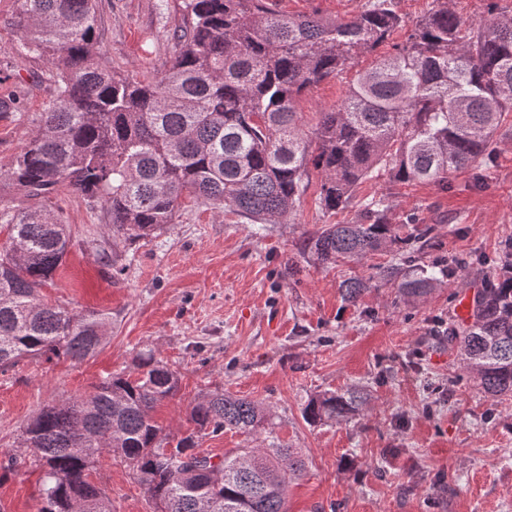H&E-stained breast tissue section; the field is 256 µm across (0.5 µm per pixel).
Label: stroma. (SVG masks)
<instances>
[{
  "label": "stroma",
  "instance_id": "stroma-1",
  "mask_svg": "<svg viewBox=\"0 0 512 512\" xmlns=\"http://www.w3.org/2000/svg\"><path fill=\"white\" fill-rule=\"evenodd\" d=\"M180 0H96L100 48L122 73L156 75L167 67L168 32ZM275 13L347 19L365 0H266ZM16 0H0V96L19 94L16 112H0V167L31 137L53 99L44 59L18 56ZM351 73L309 88L298 101L305 133L344 99ZM494 167L449 176L447 186L388 177L359 184L346 209L318 207L311 181L289 223L253 224L189 197L174 224L132 245L115 243L106 213L64 191L50 209L68 224L69 252L43 298L73 311L112 315V335L81 362L26 358L0 372V462L44 406L86 396L101 379L154 349L178 371L179 390L153 418L164 433H183L190 403L224 389L265 407L282 445L305 470L288 485V512H512V400L496 402L467 381L446 347L430 339L454 315L471 271L444 281L420 304L399 301L374 276L391 264L382 251L358 263L310 262L302 241L326 224L361 218V203L388 195L391 221L432 226L422 263L442 255L494 258L512 238V113L495 133ZM360 277L370 287L358 304L339 285ZM367 387L366 411L349 421L307 423V400L325 390ZM92 479L112 512H155L119 458L101 455ZM40 474L18 465L0 482V512H37Z\"/></svg>",
  "mask_w": 512,
  "mask_h": 512
}]
</instances>
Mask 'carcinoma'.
I'll use <instances>...</instances> for the list:
<instances>
[{
	"label": "carcinoma",
	"instance_id": "1",
	"mask_svg": "<svg viewBox=\"0 0 512 512\" xmlns=\"http://www.w3.org/2000/svg\"><path fill=\"white\" fill-rule=\"evenodd\" d=\"M15 51L50 60L53 104L13 156L0 182L27 201L1 210L11 226L0 248V369L24 358L79 362L112 333V314L73 312L44 303L70 245L67 225L45 202L63 188L107 209L112 235L133 244L174 222L185 196L211 201L254 224H281L320 176L319 203L344 209L355 187L377 171L402 183L448 184L449 175L497 158L495 131L512 112V13L462 18L453 0H434L395 52L356 71L343 102L302 131L299 97L373 52L401 27L396 0H368L347 20L290 17L263 0H182L169 32L173 53L160 76L115 72L97 39L96 0H16ZM363 221L326 224L303 241L320 264L360 261L389 250L410 262L375 277L398 280L400 299L424 300L471 263L448 255L424 265L415 255L432 228L401 235L387 199L361 204ZM342 282L345 299L367 291ZM448 345L482 393L512 400V240L482 288L470 321L448 318ZM177 372L155 351L138 353L129 373L104 378L85 397L46 406L18 435L0 476L32 456L42 471L38 512H112L107 493L88 481L96 459L113 453L132 470L157 512H287L288 483L305 463L292 448H234L218 458L199 450L209 434L273 435L255 402L214 391L190 405L191 428L162 432L151 416L174 395ZM362 388L324 391L307 401L310 424L349 420L367 404Z\"/></svg>",
	"mask_w": 512,
	"mask_h": 512
}]
</instances>
